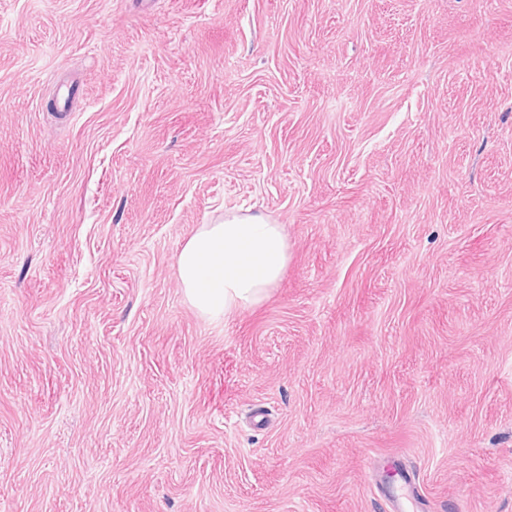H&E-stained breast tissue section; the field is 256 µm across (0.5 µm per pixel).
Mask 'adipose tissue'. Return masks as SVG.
<instances>
[{
  "instance_id": "ef3b65f1",
  "label": "adipose tissue",
  "mask_w": 512,
  "mask_h": 512,
  "mask_svg": "<svg viewBox=\"0 0 512 512\" xmlns=\"http://www.w3.org/2000/svg\"><path fill=\"white\" fill-rule=\"evenodd\" d=\"M287 264L282 225L259 216L200 225L176 262L186 300L212 319L263 302Z\"/></svg>"
}]
</instances>
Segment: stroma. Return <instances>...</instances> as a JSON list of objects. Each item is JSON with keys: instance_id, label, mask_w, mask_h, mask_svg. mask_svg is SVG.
<instances>
[{"instance_id": "obj_1", "label": "stroma", "mask_w": 512, "mask_h": 512, "mask_svg": "<svg viewBox=\"0 0 512 512\" xmlns=\"http://www.w3.org/2000/svg\"><path fill=\"white\" fill-rule=\"evenodd\" d=\"M228 213L288 264L211 320L175 261ZM391 472L512 512V0H0V512Z\"/></svg>"}]
</instances>
